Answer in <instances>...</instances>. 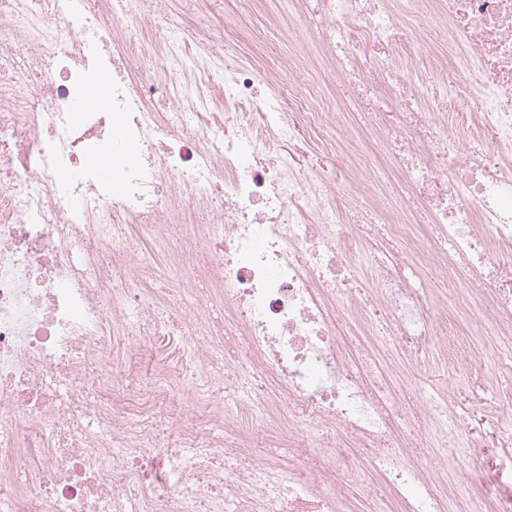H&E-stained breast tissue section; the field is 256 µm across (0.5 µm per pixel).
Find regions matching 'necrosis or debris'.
<instances>
[{"mask_svg":"<svg viewBox=\"0 0 512 512\" xmlns=\"http://www.w3.org/2000/svg\"><path fill=\"white\" fill-rule=\"evenodd\" d=\"M184 29L129 0H0V512H346L365 466L396 512H512L448 476L486 462L435 420L453 388L400 389L435 353L471 370L447 317L466 282L481 336L512 335V0H294L289 42L371 98L381 160L250 67L207 87L224 111L173 99L197 82ZM436 36L475 95L420 68ZM302 130L341 173L289 161Z\"/></svg>","mask_w":512,"mask_h":512,"instance_id":"4bbe7bcc","label":"necrosis or debris"}]
</instances>
